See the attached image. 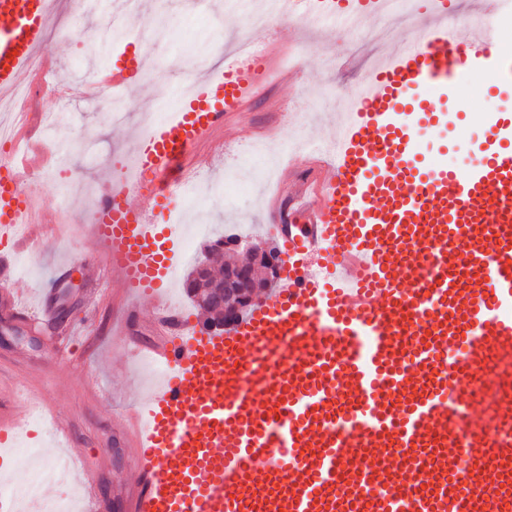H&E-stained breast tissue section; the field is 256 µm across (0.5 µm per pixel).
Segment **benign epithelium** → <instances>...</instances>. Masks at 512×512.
<instances>
[{
    "instance_id": "obj_1",
    "label": "benign epithelium",
    "mask_w": 512,
    "mask_h": 512,
    "mask_svg": "<svg viewBox=\"0 0 512 512\" xmlns=\"http://www.w3.org/2000/svg\"><path fill=\"white\" fill-rule=\"evenodd\" d=\"M211 248L232 254L224 271V288L219 290L221 313L207 324L211 330L222 332L237 322L240 310L268 295L279 278L282 259L274 243L250 238H226Z\"/></svg>"
}]
</instances>
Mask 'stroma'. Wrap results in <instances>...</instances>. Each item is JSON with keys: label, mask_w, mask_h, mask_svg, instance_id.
Here are the masks:
<instances>
[{"label": "stroma", "mask_w": 512, "mask_h": 512, "mask_svg": "<svg viewBox=\"0 0 512 512\" xmlns=\"http://www.w3.org/2000/svg\"><path fill=\"white\" fill-rule=\"evenodd\" d=\"M251 2L226 0L218 6L207 0L201 6L196 0H141L133 26L120 31L125 39L151 38L145 47L150 64L137 87L124 96L127 120L113 123L106 107L72 101L67 128L42 145L58 155L78 139L88 145V153H77L74 175L68 182L46 176L25 187L37 205L35 234L43 247L27 264L16 266L12 288L32 302L59 265L74 264L76 271L52 323H37L32 313L26 319H15L0 304V410L12 405L18 372L35 375L43 365L52 366L43 387L46 415L57 414L66 421L75 451L106 464L98 479L99 512H124V494L135 483L136 474L125 445L123 417L144 401L156 375L151 364L125 349L126 343L152 340L149 301L141 300L143 316L127 328L124 340H115L122 297L114 284L101 283L95 267L81 263L84 254L96 247L86 222L87 191L92 187L105 190L104 174L114 171L116 161L132 150L145 106L159 113L170 111L183 81L171 57L225 65V47L246 26ZM60 11L46 31L45 63L70 82L112 66L115 57L110 48L82 47L86 32L98 24L97 15L76 12L71 0H64ZM261 39L272 45L273 69L293 68L292 80H272L262 95L227 118L217 143L200 146L186 159L187 166L209 182L201 205L215 236L232 226L251 238L271 240L260 193L266 180L243 161V152L249 144L261 141L275 122L281 126L280 144L324 139L325 121L334 118L338 101L353 95L366 80L369 54H382L396 44L391 38L367 51L360 32L336 23L310 30L272 23L262 31ZM492 96L512 111V90L497 95L487 84H462L449 93L444 103L455 119L452 125L426 131L423 153L427 164L445 159L453 168L465 166L468 145L483 140L486 131L473 116L484 111ZM68 335L74 339L71 351L58 354L54 339Z\"/></svg>", "instance_id": "35a3bbf8"}]
</instances>
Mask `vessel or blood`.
I'll return each mask as SVG.
<instances>
[{
    "label": "vessel or blood",
    "mask_w": 512,
    "mask_h": 512,
    "mask_svg": "<svg viewBox=\"0 0 512 512\" xmlns=\"http://www.w3.org/2000/svg\"><path fill=\"white\" fill-rule=\"evenodd\" d=\"M52 0H0V93L39 75ZM458 0L413 8L298 198L267 218L283 277L226 332L197 328L165 291L174 249L146 216L187 156L224 125L267 69L263 48L223 69L185 71L192 94L135 142L134 180L113 182L92 216L90 265L147 298L162 328L165 376L127 415L137 474L127 512H512V114L489 104L486 135L458 171L423 164L420 140L462 83L512 86L494 25L449 32ZM380 0H279L291 24L353 20ZM146 53L95 73L133 87ZM26 198L0 176V270L32 244L15 234ZM319 253L318 268L305 258ZM58 267L38 308L57 316ZM463 347V358L450 357Z\"/></svg>",
    "instance_id": "1"
}]
</instances>
